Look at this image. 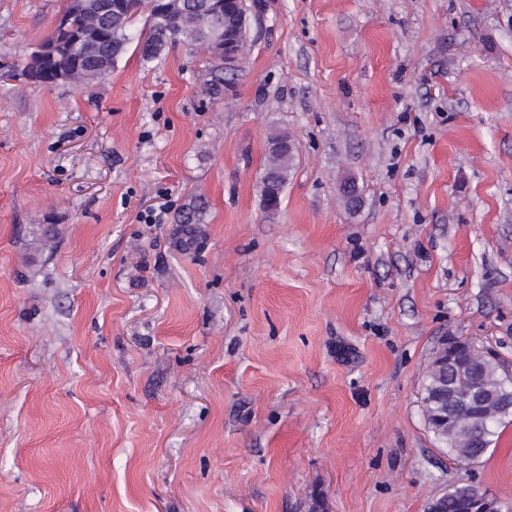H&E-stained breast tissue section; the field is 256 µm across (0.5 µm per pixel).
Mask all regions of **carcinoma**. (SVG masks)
<instances>
[{"mask_svg":"<svg viewBox=\"0 0 512 512\" xmlns=\"http://www.w3.org/2000/svg\"><path fill=\"white\" fill-rule=\"evenodd\" d=\"M248 7L246 0H232L226 14L206 8L204 0H67L63 17L68 22V32L60 36L54 33L41 42L17 77L43 86L63 83L87 88L112 71L134 40L146 63L180 45L190 50L206 45L217 50L224 43V26L238 30L235 21ZM143 11L148 13L150 27L147 33L136 37L132 32L133 20ZM233 80L234 77L224 75V60L212 55L205 92L213 98L221 97ZM286 140V134L270 137L261 183L274 175L280 186L287 184L293 159L274 150L277 142ZM450 384L458 393L484 386L491 392L499 390L506 397L512 395V385L504 381L500 364L493 358L470 374L452 378ZM507 418L502 414L481 422L463 419L448 436L438 435L436 439L448 456L476 462L490 450L498 427ZM470 490L469 485L448 488L443 512H464Z\"/></svg>","mask_w":512,"mask_h":512,"instance_id":"cac0c4a2","label":"carcinoma"}]
</instances>
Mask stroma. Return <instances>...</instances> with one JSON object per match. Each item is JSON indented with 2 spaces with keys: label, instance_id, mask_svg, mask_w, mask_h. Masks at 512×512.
I'll list each match as a JSON object with an SVG mask.
<instances>
[{
  "label": "stroma",
  "instance_id": "stroma-1",
  "mask_svg": "<svg viewBox=\"0 0 512 512\" xmlns=\"http://www.w3.org/2000/svg\"><path fill=\"white\" fill-rule=\"evenodd\" d=\"M259 3L214 99L11 78L66 0H0V512H512V419L467 464L421 403L441 337L512 368V0ZM288 139L290 138L287 134H276L270 137L267 161L261 177V183L263 186H266L269 175H275L277 177L282 191L284 186L287 184L288 176L293 167L294 161V157L288 159V156L293 152V144L288 142V155L277 153L274 150V145L279 141H287Z\"/></svg>",
  "mask_w": 512,
  "mask_h": 512
}]
</instances>
